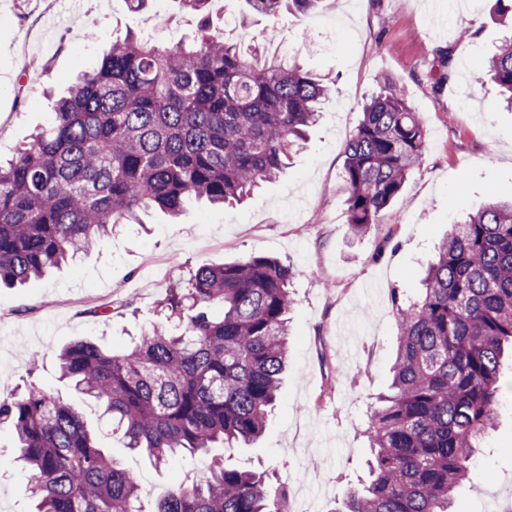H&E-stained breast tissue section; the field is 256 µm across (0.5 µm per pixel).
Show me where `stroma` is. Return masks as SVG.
Listing matches in <instances>:
<instances>
[{"label": "stroma", "mask_w": 512, "mask_h": 512, "mask_svg": "<svg viewBox=\"0 0 512 512\" xmlns=\"http://www.w3.org/2000/svg\"><path fill=\"white\" fill-rule=\"evenodd\" d=\"M233 0H214L213 33L231 42H265L268 53L335 79V92L288 169L241 206L190 202L179 220L158 211L60 269L19 288L0 287V398L36 387L67 398L102 448L139 472L141 502L152 508L171 485L201 480L200 457L155 468L123 448L102 410L59 377L67 343L92 339L120 351L156 319L173 289L204 265L254 255L297 270L291 284L288 370L263 436L234 449L228 465L269 473L290 505L333 512L347 485L367 475V413L384 392L397 341L392 290L417 296L448 227L473 212L486 192L512 198V112L487 81L462 96L459 81L441 91L437 52L452 47L457 71L477 69L508 32L492 0H472L457 16L450 0H335L308 14L249 15L238 23ZM199 17L177 0H0V156L30 142L51 119V92L66 90L128 32L193 39ZM102 33L84 41L86 30ZM400 86L425 124L422 161L408 176L384 224L350 232L341 172L345 144L361 105L383 81ZM106 304L111 315L93 317ZM39 353L31 368V353ZM15 438L0 429V512H32L27 468ZM453 512H512V392L497 424L456 490Z\"/></svg>", "instance_id": "stroma-1"}]
</instances>
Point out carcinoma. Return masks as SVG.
Masks as SVG:
<instances>
[{
    "mask_svg": "<svg viewBox=\"0 0 512 512\" xmlns=\"http://www.w3.org/2000/svg\"><path fill=\"white\" fill-rule=\"evenodd\" d=\"M200 16L186 43L132 34L81 75L47 127L0 162V284H24L93 250L140 214L188 202L240 204L275 180L306 140L331 85L299 64L211 32L212 0H178ZM247 11L307 12L325 0H244ZM438 90L455 75L452 50ZM486 74L512 107V35ZM345 146L350 231L384 223L426 130L385 82ZM277 259L198 268L170 314L132 348L77 340L60 378L104 407L124 447L167 465L189 453L207 476L161 495L154 512H283L285 490L263 472L225 465L260 437L288 358L289 284ZM398 336L392 380L368 417V479L332 512H451L479 442L495 427L502 359L512 349V200L488 195L437 249L414 300L392 291ZM35 512H142L140 478L98 444L69 401L37 388L0 400Z\"/></svg>",
    "mask_w": 512,
    "mask_h": 512,
    "instance_id": "carcinoma-1",
    "label": "carcinoma"
}]
</instances>
